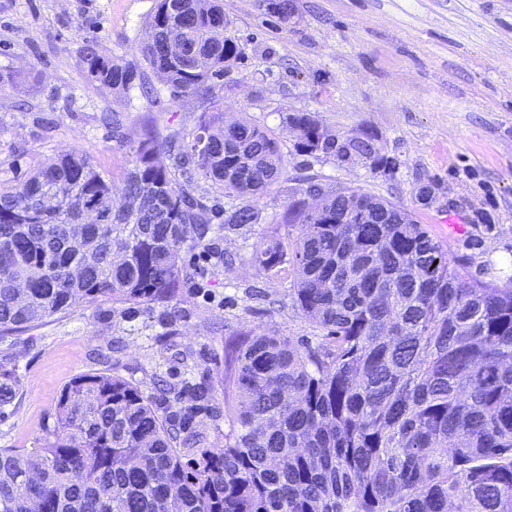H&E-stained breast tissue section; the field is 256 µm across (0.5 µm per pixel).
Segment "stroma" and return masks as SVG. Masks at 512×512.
Segmentation results:
<instances>
[{
    "label": "stroma",
    "instance_id": "1",
    "mask_svg": "<svg viewBox=\"0 0 512 512\" xmlns=\"http://www.w3.org/2000/svg\"><path fill=\"white\" fill-rule=\"evenodd\" d=\"M158 0H0V176H23L77 149L106 174L129 166L125 144L144 127L193 131L205 105L154 88L117 94L89 89L86 42L141 63L145 22ZM242 56L214 86L225 122L246 118L279 140L286 169L258 200L261 223L185 256L187 275L172 303H116L100 297L0 339V371L20 384L0 415V448H31L61 390L82 373L122 376L146 393L157 380L209 386L219 417L193 423L220 448L229 343L268 333L316 341L294 307L289 280L258 275L253 244L285 235L284 215L308 183L359 190L413 209L419 223L472 275L498 284L512 276V0H293L289 21L272 0H221ZM311 115L341 138L371 136L393 171L363 158L297 152L285 118ZM429 200H419L422 189ZM462 219L444 233L437 220ZM234 257L218 263L212 251Z\"/></svg>",
    "mask_w": 512,
    "mask_h": 512
}]
</instances>
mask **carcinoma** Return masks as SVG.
<instances>
[{"mask_svg":"<svg viewBox=\"0 0 512 512\" xmlns=\"http://www.w3.org/2000/svg\"><path fill=\"white\" fill-rule=\"evenodd\" d=\"M185 22L159 0L146 22L157 46L138 51L175 99L207 102L211 80L239 58L219 0H188ZM202 45V62L170 59L163 42ZM99 92L134 86L139 67L101 51L82 57ZM296 151L365 157L371 139L338 141L306 113L290 117ZM115 186L77 150L0 181V338L102 296L171 301L183 252L261 221L237 202L283 175L271 131L204 116L188 136L153 131L129 144ZM183 183H178L175 174ZM200 175L224 200L195 194ZM362 222L344 196L292 202L291 238L253 247L249 263L293 277L295 307L321 333L299 347L256 335L231 347L222 448L159 406L211 389L145 393L120 376L84 373L60 392L34 448H0V512H512V287L469 276L412 211L363 192ZM101 222L81 223L79 203ZM17 383L0 372V409Z\"/></svg>","mask_w":512,"mask_h":512,"instance_id":"cac0c4a2","label":"carcinoma"}]
</instances>
